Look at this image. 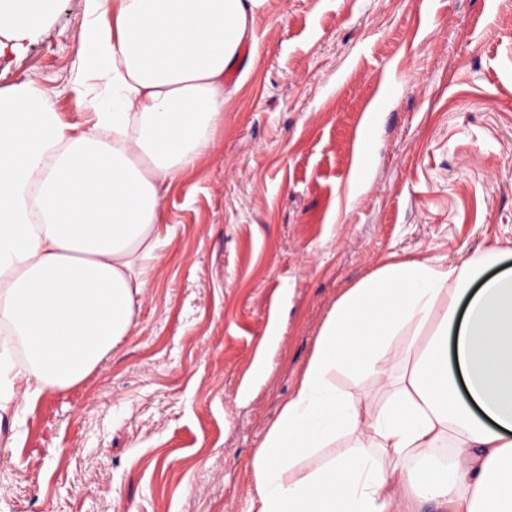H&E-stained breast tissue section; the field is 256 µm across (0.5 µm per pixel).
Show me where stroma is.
<instances>
[{
  "label": "stroma",
  "mask_w": 512,
  "mask_h": 512,
  "mask_svg": "<svg viewBox=\"0 0 512 512\" xmlns=\"http://www.w3.org/2000/svg\"><path fill=\"white\" fill-rule=\"evenodd\" d=\"M83 0L0 54L90 129ZM214 146L165 195L131 336L0 428V512H249L337 298L389 255L512 244V0H264ZM282 336L253 375L271 325Z\"/></svg>",
  "instance_id": "1"
}]
</instances>
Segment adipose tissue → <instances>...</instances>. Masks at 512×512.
I'll use <instances>...</instances> for the list:
<instances>
[{
  "mask_svg": "<svg viewBox=\"0 0 512 512\" xmlns=\"http://www.w3.org/2000/svg\"><path fill=\"white\" fill-rule=\"evenodd\" d=\"M263 2L84 0L91 133L34 82L0 89L1 412L77 386L130 335L164 195L212 147ZM57 3L0 0V36ZM340 373L371 382L372 409ZM251 470L256 512H512V248L390 259L347 288Z\"/></svg>",
  "mask_w": 512,
  "mask_h": 512,
  "instance_id": "adipose-tissue-1",
  "label": "adipose tissue"
}]
</instances>
